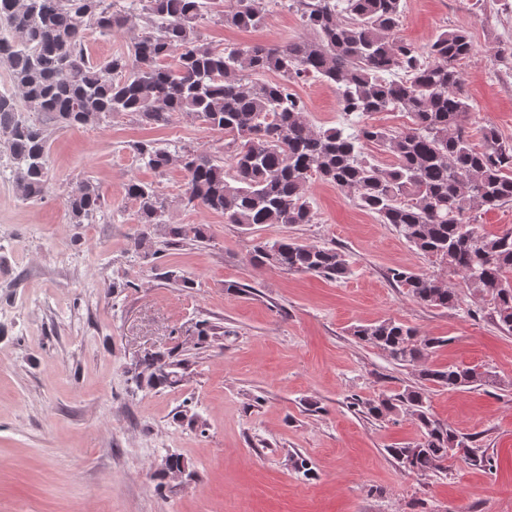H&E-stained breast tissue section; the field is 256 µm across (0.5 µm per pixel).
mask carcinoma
<instances>
[{"mask_svg": "<svg viewBox=\"0 0 512 512\" xmlns=\"http://www.w3.org/2000/svg\"><path fill=\"white\" fill-rule=\"evenodd\" d=\"M228 3L218 9L220 2ZM314 39L273 45L213 49L199 32L218 12L222 21L254 28L267 15L265 0H132L129 16L112 14V0H0V67L16 97L0 96V147L9 153L12 181L24 200L48 189L47 124H97L120 112L137 114L148 125H166L177 114H194L224 134L221 161L203 150L133 145L145 167L162 173L176 162L186 179L182 199L224 215V223L249 229L262 224H312L307 195L318 179L350 193L359 205L392 224L431 264L451 270L469 293L492 306L499 325L512 332V227L489 234L476 212L512 203V141L493 126L483 129L482 148L470 142L472 106L461 89L460 60L473 52L467 32L444 30L426 46L400 38L402 0H289ZM140 28L126 53L92 62L87 32L111 35L127 23ZM275 71L279 79L258 82L249 75ZM309 77L336 86L341 110L359 118L352 131L315 127L292 89ZM400 110L410 123L388 130L368 122L375 112ZM29 112L39 120L26 117ZM376 145L394 158L384 167L366 153ZM127 196L137 206L141 232L133 251L149 255L151 232L162 229L166 245L200 227L166 220L168 202L150 184L132 180ZM69 222L92 224L104 213L100 187L79 182L65 201ZM255 260L288 272L311 273L333 281L350 274L346 256L334 247L307 245L284 237L258 241ZM391 279L420 303L461 306L458 290L437 274L397 268ZM196 348L220 337L216 326L198 323ZM352 335L379 349L399 366H420V382L449 390L483 381L475 369L435 366L434 354L448 345L393 318L358 325ZM189 366L177 345L137 357L136 388L159 390L180 383ZM352 407L375 419L404 410L421 429L419 441L388 449L408 473L445 469L448 449L491 465L477 438L464 436L430 412L422 387L406 385L391 395L354 397ZM176 423L205 429L206 420L186 401Z\"/></svg>", "mask_w": 512, "mask_h": 512, "instance_id": "carcinoma-1", "label": "carcinoma"}]
</instances>
